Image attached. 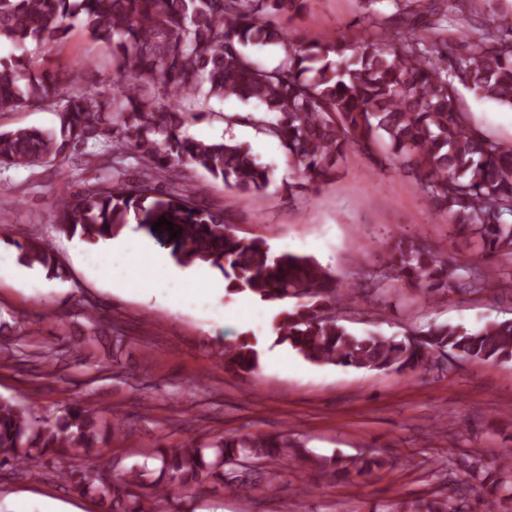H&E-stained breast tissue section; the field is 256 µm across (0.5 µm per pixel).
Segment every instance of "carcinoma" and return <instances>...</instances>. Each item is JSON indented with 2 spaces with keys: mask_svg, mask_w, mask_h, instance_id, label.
<instances>
[{
  "mask_svg": "<svg viewBox=\"0 0 512 512\" xmlns=\"http://www.w3.org/2000/svg\"><path fill=\"white\" fill-rule=\"evenodd\" d=\"M406 22L382 31L383 0H361L368 28L334 41L307 39L293 21L312 0H0V45L20 54L0 57V112L47 110L59 130L0 131V165L62 166L75 154L89 165L109 151L133 154L138 180L122 173L86 183L57 201L61 232L96 244L118 235L128 216L171 249L181 266L203 263L224 277L229 294H246L275 310L276 342L314 364L414 372L437 366L435 352L462 361L512 360V321L473 328L434 325L400 339L359 335L337 315L339 284L310 256L276 251L262 238H241L224 211L197 202L184 169H202L225 188L266 191L270 170L233 138L199 140L182 134L210 102L236 98L254 109L226 114L283 148L295 178L282 182L293 200L337 178L350 155L376 156L412 178L424 200L458 231L478 239L470 267L398 232L384 249L376 288H406L429 299L440 291L492 293L500 281L481 264L512 255V144L476 132L461 106V90L512 109V7L502 0H455L471 20L489 17L481 37L448 52V39L416 32L422 0H389ZM100 44L112 61L107 89L80 84L70 65H31L50 54L74 28ZM272 48L277 60L261 61ZM101 151L88 152V145ZM172 180L173 190L158 186ZM166 218L179 237L152 224ZM21 260L52 278L63 276L49 244L16 241ZM259 340L247 333L224 345L225 364L243 372L260 365ZM124 433L117 415L73 404L53 417L40 405L0 398V467L29 475L51 460L59 479L97 497L112 512H182L175 492L221 484L240 494L277 491L284 462L310 461L287 435H231L205 444L189 439L159 446L141 463L106 467L91 461ZM80 456L85 465L72 463ZM333 473L357 477L391 466L378 455L323 457ZM498 477L480 486L484 512L512 501V452L497 462ZM376 512H473L450 491L416 503L391 501Z\"/></svg>",
  "mask_w": 512,
  "mask_h": 512,
  "instance_id": "1",
  "label": "carcinoma"
}]
</instances>
